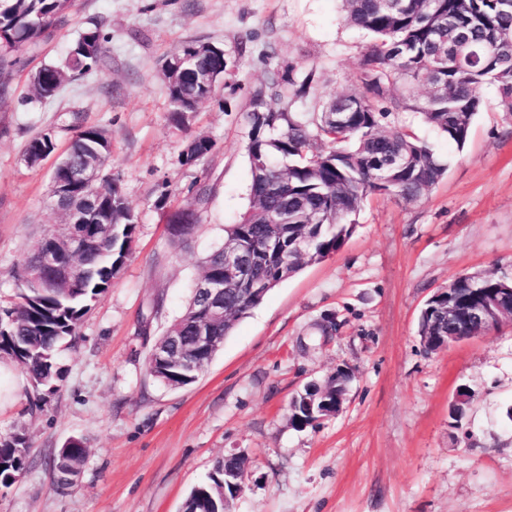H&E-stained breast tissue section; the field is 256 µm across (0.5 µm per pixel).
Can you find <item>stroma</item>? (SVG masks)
I'll return each mask as SVG.
<instances>
[{
  "label": "stroma",
  "mask_w": 512,
  "mask_h": 512,
  "mask_svg": "<svg viewBox=\"0 0 512 512\" xmlns=\"http://www.w3.org/2000/svg\"><path fill=\"white\" fill-rule=\"evenodd\" d=\"M107 36L92 75L52 99L30 75L65 59L90 22ZM188 40L223 49L216 94L170 118L162 65ZM369 39L347 24L340 0H77L48 41L15 53L0 95V305L30 239L59 214L53 158L25 161L28 143L51 133L63 154L95 126L112 139L105 175L117 178L137 218L132 251L112 286L58 358L56 389L40 403L12 367L0 386V435L31 444L26 471L0 489V512H180L216 462L245 456L232 512H512V325L448 348L425 349L426 301L463 273L512 276V112L495 86L464 148L412 109L396 124L448 164L419 200L368 196L343 247L273 288L238 321L197 380L171 389L147 371L155 340L181 314L201 258L249 205L244 119L270 72L312 76L295 110L320 111L359 85ZM213 151L187 165L195 137ZM196 203L183 247L166 215ZM352 372L343 406L317 427L289 423L292 398L336 369ZM471 392L461 426L449 406ZM89 450L74 484L58 490L50 460L68 440Z\"/></svg>",
  "instance_id": "obj_1"
}]
</instances>
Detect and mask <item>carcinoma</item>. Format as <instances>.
Returning <instances> with one entry per match:
<instances>
[{"mask_svg":"<svg viewBox=\"0 0 512 512\" xmlns=\"http://www.w3.org/2000/svg\"><path fill=\"white\" fill-rule=\"evenodd\" d=\"M346 21L372 39L363 61L357 90L325 102L316 113L289 112L272 106L284 84L294 87V96L304 97L312 83L306 76L300 83L271 73L251 93L246 119L250 127L247 156L251 170L249 206L240 219L224 228V244L201 262L202 276H224V245L245 241L253 247L261 265L260 273L274 275L282 257L268 254L265 242L272 237L288 241L303 233L313 236L305 256H288L295 271L318 263L337 252L350 237L356 214L366 197L381 189L413 202L436 184L447 165L428 143L404 127L390 121L392 112L409 107V97L418 87L425 89L416 109L425 121L447 139L463 147L469 139L474 117L484 103L478 88L495 86L500 104L512 112V54L493 56L491 44L501 37L512 38V9L501 0H399L388 8L382 0H341ZM75 6V0H0V72L14 64L10 57L46 37L45 25ZM465 35L475 59L461 71L453 66L452 48L458 35ZM103 37L95 26L84 31L68 50L65 65H46L31 77L30 85L40 99H52L62 85L97 69L103 56ZM190 59L200 75L225 74L224 51L210 43L189 40L178 51ZM167 90L172 106L171 119L185 122L186 113L212 96L210 85L180 74L178 68H165ZM401 84L406 96L390 94ZM54 148L47 135L33 139L26 150L28 164L35 166ZM214 148L212 139L195 137L184 151L185 162L194 164ZM111 152L106 131L87 128L73 138L64 159L73 166L90 161L105 166ZM117 179L106 177L98 187L72 189L69 197L53 198L64 216L74 209L109 210L112 238L95 241L78 256L92 279L70 285L48 283L33 291L26 281L32 255H27L16 272L20 288L15 301L0 310V359L14 362L30 378L36 392L49 390L59 376L56 355L62 341L73 335L89 310L110 288L104 278L93 275L105 266L117 276L129 255L137 224L123 194L111 192ZM186 216L185 231L171 237L185 243L198 222L195 209L187 205L170 212L167 223ZM227 321L208 319L205 301L197 292L182 314L171 325L173 338L165 345L190 347L201 330L220 340L229 335L237 320L254 308V303L230 290L224 292ZM147 370L162 384L176 388L187 385L183 370L163 367L153 358ZM297 430L305 429L310 414L298 402L289 416ZM30 454L29 440L23 433L0 437V487L8 488L23 474ZM88 454L83 441L72 439L52 460L57 483H73ZM239 460L226 457L217 462L208 481L194 487L186 509L207 512L209 498L219 499L224 470H237Z\"/></svg>","mask_w":512,"mask_h":512,"instance_id":"cac0c4a2","label":"carcinoma"}]
</instances>
